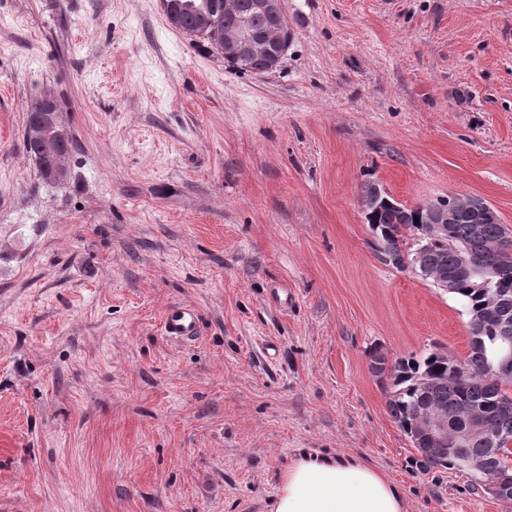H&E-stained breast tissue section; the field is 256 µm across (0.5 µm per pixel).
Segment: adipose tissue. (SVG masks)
Returning a JSON list of instances; mask_svg holds the SVG:
<instances>
[{"label": "adipose tissue", "instance_id": "adipose-tissue-1", "mask_svg": "<svg viewBox=\"0 0 512 512\" xmlns=\"http://www.w3.org/2000/svg\"><path fill=\"white\" fill-rule=\"evenodd\" d=\"M273 512H405L400 486L357 459L304 454L286 468Z\"/></svg>", "mask_w": 512, "mask_h": 512}]
</instances>
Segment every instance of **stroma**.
Instances as JSON below:
<instances>
[{"label": "stroma", "instance_id": "obj_1", "mask_svg": "<svg viewBox=\"0 0 512 512\" xmlns=\"http://www.w3.org/2000/svg\"><path fill=\"white\" fill-rule=\"evenodd\" d=\"M283 10L256 76L160 0H0V512H271L316 451L406 512H512L388 411L370 349L465 357L467 316L377 259L360 203L475 195L512 230V0ZM46 96L76 141L54 187L22 149ZM200 316L198 310L189 305L174 306L167 310L163 331L175 340L193 339L198 334Z\"/></svg>", "mask_w": 512, "mask_h": 512}]
</instances>
